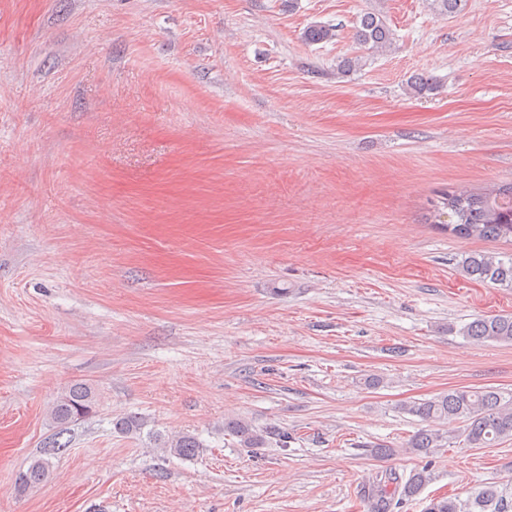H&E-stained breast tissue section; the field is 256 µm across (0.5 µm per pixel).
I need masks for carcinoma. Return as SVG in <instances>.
Masks as SVG:
<instances>
[{
    "mask_svg": "<svg viewBox=\"0 0 512 512\" xmlns=\"http://www.w3.org/2000/svg\"><path fill=\"white\" fill-rule=\"evenodd\" d=\"M336 36L335 29L313 25L305 38L314 44L327 42ZM354 39L358 45L377 52L391 49L394 33L383 15L366 12L357 23ZM447 215L442 226L458 238L505 239L512 241V183L493 185L479 191L461 189L443 194L434 218ZM467 278L490 283L500 288H512V254L468 253L459 262ZM461 336L476 342L512 343V314L477 316L461 329ZM95 393L88 384H72L54 402L50 411L52 421L59 427L95 412ZM401 410L417 417L421 427L406 442L408 450L428 459L419 469L409 474L394 470L383 471L369 482L368 512H395L400 504L420 494L429 476V458L448 443V428L459 424L458 436L473 448H490L512 440V397L492 387L481 389L455 388L430 399L411 401ZM141 418L127 415L113 422L114 430L129 435L140 432ZM227 429L245 448H260L263 435L244 420L227 424ZM162 448L183 460H192L200 454L204 444L195 435L181 433L164 438L155 437ZM67 448V443L54 437L45 444L44 457L33 461L27 470L16 475L19 492L35 488L46 480L49 458ZM424 512H512V499H507L494 485L487 486L466 500L452 497L434 498Z\"/></svg>",
    "mask_w": 512,
    "mask_h": 512,
    "instance_id": "cac0c4a2",
    "label": "carcinoma"
}]
</instances>
